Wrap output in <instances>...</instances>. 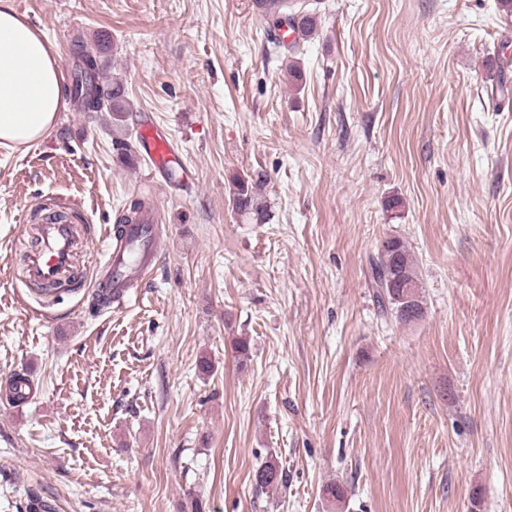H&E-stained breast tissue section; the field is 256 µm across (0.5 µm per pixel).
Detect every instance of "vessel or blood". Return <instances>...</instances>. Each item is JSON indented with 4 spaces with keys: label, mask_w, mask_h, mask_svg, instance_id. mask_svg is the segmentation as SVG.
I'll list each match as a JSON object with an SVG mask.
<instances>
[{
    "label": "vessel or blood",
    "mask_w": 512,
    "mask_h": 512,
    "mask_svg": "<svg viewBox=\"0 0 512 512\" xmlns=\"http://www.w3.org/2000/svg\"><path fill=\"white\" fill-rule=\"evenodd\" d=\"M139 145L156 173L167 175L176 166L177 158L167 133L150 117L140 121ZM156 212V206H147L136 223L126 225L120 232L105 225L104 257L94 278L103 308L125 304L130 289L141 284L156 267L160 244ZM41 238L39 249L28 258L27 276L50 287L63 278L71 265L73 226L65 220L47 221L41 228Z\"/></svg>",
    "instance_id": "vessel-or-blood-1"
}]
</instances>
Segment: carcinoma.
<instances>
[{"label": "carcinoma", "instance_id": "obj_1", "mask_svg": "<svg viewBox=\"0 0 512 512\" xmlns=\"http://www.w3.org/2000/svg\"><path fill=\"white\" fill-rule=\"evenodd\" d=\"M266 14H275L299 31L301 37L310 35L316 25L315 16L304 0H266ZM75 58L79 59L73 74L70 94L83 112H125L127 100L122 84L104 86L109 61L102 58L98 45L83 40L77 42ZM233 208L241 214H264L260 202L259 185L247 180H235L230 190ZM369 278L375 288L374 297L382 315H389L399 323L422 317L424 310L419 291L417 264L407 243L400 238L382 242L376 257L369 261ZM260 489L277 491L285 485L283 470L276 458L269 457L255 475Z\"/></svg>", "mask_w": 512, "mask_h": 512}]
</instances>
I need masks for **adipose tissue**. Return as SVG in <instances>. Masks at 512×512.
Instances as JSON below:
<instances>
[{"label":"adipose tissue","instance_id":"1","mask_svg":"<svg viewBox=\"0 0 512 512\" xmlns=\"http://www.w3.org/2000/svg\"><path fill=\"white\" fill-rule=\"evenodd\" d=\"M65 106L60 58L48 38L0 0V142L25 145L51 134Z\"/></svg>","mask_w":512,"mask_h":512}]
</instances>
